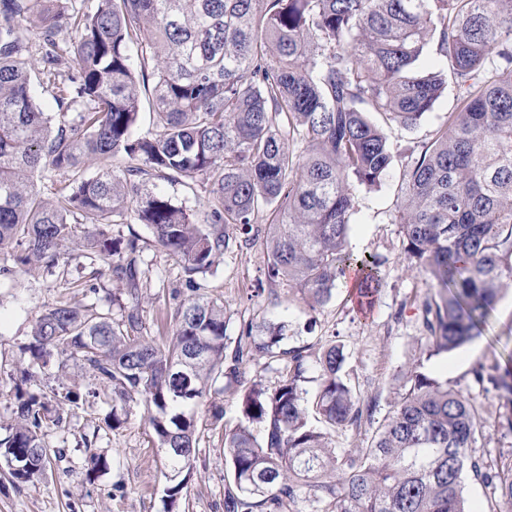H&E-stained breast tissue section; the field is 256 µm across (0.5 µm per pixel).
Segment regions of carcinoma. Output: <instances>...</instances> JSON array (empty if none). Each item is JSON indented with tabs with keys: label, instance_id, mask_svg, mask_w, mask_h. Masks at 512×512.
<instances>
[{
	"label": "carcinoma",
	"instance_id": "1",
	"mask_svg": "<svg viewBox=\"0 0 512 512\" xmlns=\"http://www.w3.org/2000/svg\"><path fill=\"white\" fill-rule=\"evenodd\" d=\"M0 0V254L25 267L58 265L81 243L138 298L139 238L118 244L114 224H145L180 258L188 283L230 243L228 227L265 216L269 277L312 310L355 272L358 302L380 291V263L348 249L356 193L394 159L395 128L418 125L449 89L455 108L421 144L400 188L394 222L408 266L437 289L424 303L429 354L480 334L512 279V0ZM37 30L39 48L24 36ZM50 90L47 112L31 80ZM153 130L135 134L142 101ZM385 118V125L369 114ZM124 159L92 176L86 161ZM52 173V198L39 182ZM199 182L207 224L153 180ZM171 342L143 335L136 309L115 321L59 302L38 317L29 353L76 359L115 402L142 397L162 453L172 512L197 452V405L216 379L244 378V359L278 355L288 373L270 388L244 384L243 421L224 433L232 489L227 512H288L304 492L320 512H481L465 478L492 482L512 501V463L475 455L483 417L458 391L414 370L362 448L337 450L330 431L360 426L364 403L341 374L343 346L317 359L321 386L303 388L310 354L285 349L288 324H246L227 355L224 303L190 295L173 314ZM509 394L512 360L484 377ZM31 397L0 440L19 483L50 463L43 430L64 421Z\"/></svg>",
	"mask_w": 512,
	"mask_h": 512
}]
</instances>
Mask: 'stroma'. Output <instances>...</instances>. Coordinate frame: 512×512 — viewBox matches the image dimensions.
Returning <instances> with one entry per match:
<instances>
[{
  "mask_svg": "<svg viewBox=\"0 0 512 512\" xmlns=\"http://www.w3.org/2000/svg\"><path fill=\"white\" fill-rule=\"evenodd\" d=\"M455 103L445 94L412 129L393 132L395 158L381 187L356 194L358 213L349 233V247L357 255L380 261L381 292L370 308L358 307L347 288H337L321 308L309 309L286 284L269 279L261 241L231 243L211 269L197 275L201 294L224 303L228 347H236L244 326L265 320L286 321L285 347H307L312 357L306 366L305 387L316 393L320 385L315 362L330 342L341 343L345 371L351 386L363 399L375 400V421H381L401 384V375L414 366L458 390L487 420L476 454L486 462L512 461V432L497 428L505 401L491 384L475 381V369L495 375V366L512 358V288L502 291L495 310L479 336L453 353L428 356L423 302L433 293V283L421 270L408 269L400 258L402 235L393 213L403 172L419 142L431 138ZM137 234L141 259L148 274L140 290L137 309L146 331L157 343H168L174 326L169 315L176 303L190 295L181 261L157 248L143 224H116L112 235ZM66 273L36 270L14 278L0 277V437L9 433L15 419L18 393L33 394L53 402L55 393L76 392L61 427L45 432V442L57 457L44 479L20 484L0 459V512H163L165 484L161 452L153 442L147 407L142 399L116 406L112 394L80 361L47 365L32 362L27 350L40 312L59 302L97 305L114 320L126 313L128 299L123 283L102 275L88 287H69L83 263L78 250L65 247L60 258ZM242 388L224 378L213 385L203 404L195 406L198 451L193 476L180 512H224V487L230 473L224 463V433L241 420ZM223 411L213 421L211 406ZM123 423L113 428V414ZM102 456L107 466L92 472L91 455Z\"/></svg>",
  "mask_w": 512,
  "mask_h": 512,
  "instance_id": "stroma-1",
  "label": "stroma"
}]
</instances>
